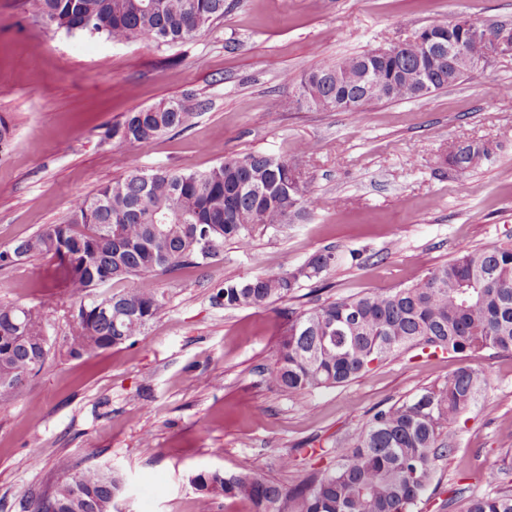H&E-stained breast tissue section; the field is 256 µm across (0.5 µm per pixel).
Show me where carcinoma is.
I'll list each match as a JSON object with an SVG mask.
<instances>
[{
  "mask_svg": "<svg viewBox=\"0 0 512 512\" xmlns=\"http://www.w3.org/2000/svg\"><path fill=\"white\" fill-rule=\"evenodd\" d=\"M45 22L69 33L103 36L114 44L141 41L174 44L200 36L224 17L225 0H36ZM473 22L433 26L437 45L415 39L391 54L370 50L313 69L300 80L318 110L360 97L367 83L384 93L368 100L399 102L422 97L420 78L432 92L459 81L468 63L488 60L487 45L465 35ZM462 41L460 66H448L443 47ZM202 108L191 97L170 98L128 112L105 138L122 145L146 143L183 131ZM491 154L485 143L469 142L448 153V165L466 176ZM308 203L301 172L291 161L259 153L224 158L202 172L136 166L77 197L63 224L0 251V268L33 256L58 261L60 287L79 306L71 312L68 354L108 350L136 336L165 311L154 288L112 293L87 304L83 297L115 282L167 274L217 261L224 242H249L257 226L275 227L298 216ZM330 250L316 252L294 269L265 270L246 279H227L216 294L226 309L260 307L293 297L301 283L336 265ZM112 309V317L98 307ZM418 347L466 354L512 352V242L462 250L402 288L340 297L290 312L267 381L295 398L341 386L387 358ZM42 311L0 303V404L38 372L48 355ZM478 370L461 366L442 386L375 411L347 442L336 467L286 487L251 469L201 471L192 482L206 497L240 500L251 512H413L427 491L436 460L453 453L445 438L471 407L482 385ZM31 512H114L122 492L119 475L86 468ZM465 512H512V491L470 498Z\"/></svg>",
  "mask_w": 512,
  "mask_h": 512,
  "instance_id": "1",
  "label": "carcinoma"
}]
</instances>
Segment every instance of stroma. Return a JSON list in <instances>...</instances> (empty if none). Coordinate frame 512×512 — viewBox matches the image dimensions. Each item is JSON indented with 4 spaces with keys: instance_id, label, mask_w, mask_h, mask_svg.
Listing matches in <instances>:
<instances>
[{
    "instance_id": "35a3bbf8",
    "label": "stroma",
    "mask_w": 512,
    "mask_h": 512,
    "mask_svg": "<svg viewBox=\"0 0 512 512\" xmlns=\"http://www.w3.org/2000/svg\"><path fill=\"white\" fill-rule=\"evenodd\" d=\"M230 2L196 40L157 46L69 34L46 25L34 0H0V118L12 131L0 153V251L63 223L71 200L133 164L203 171L259 152L297 163L313 199L292 223L257 228L248 245L226 242L208 267L114 284L157 289L166 310L134 342L78 358L67 351L72 301L53 286L56 259L0 268V303L41 307L51 339L44 367L0 407V512H30L63 480L64 460L76 471L117 472L120 512H251L202 496L193 476L247 466L296 484L331 469L375 409L443 384L465 364L486 386L414 512H464L469 497L512 490V352L400 353L300 401L264 376L289 310L400 288L461 250L512 238V96L503 93L512 55L428 98L354 116L300 106L302 75L449 20L512 27V0ZM183 96L204 103L186 130L134 146L106 141L124 113ZM305 141L318 148L302 156ZM461 141L492 147L464 177L445 161ZM327 248L337 265L291 299L235 310L215 301L224 280L291 269ZM285 455L295 460L286 471ZM489 465L497 486L473 483L471 473Z\"/></svg>"
}]
</instances>
